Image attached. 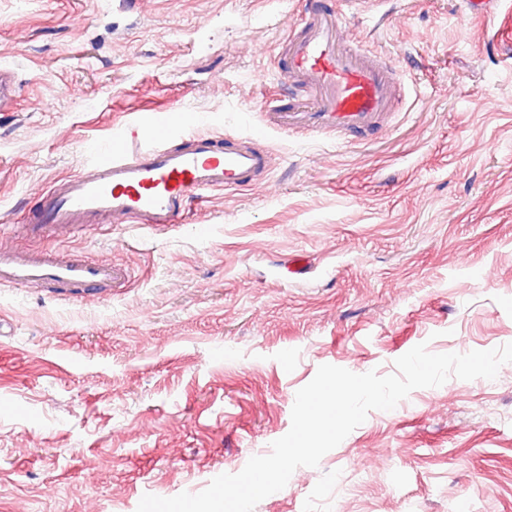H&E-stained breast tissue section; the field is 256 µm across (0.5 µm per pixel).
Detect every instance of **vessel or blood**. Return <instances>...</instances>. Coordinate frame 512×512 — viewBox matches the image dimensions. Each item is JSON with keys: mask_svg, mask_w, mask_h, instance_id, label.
<instances>
[{"mask_svg": "<svg viewBox=\"0 0 512 512\" xmlns=\"http://www.w3.org/2000/svg\"><path fill=\"white\" fill-rule=\"evenodd\" d=\"M351 2L304 0L300 27L285 37L278 63L284 92L265 101L260 128L215 134L207 129L210 117L167 110L133 117L106 140L84 147L80 173L44 194L24 233L49 239L131 223L170 230L181 224L192 196L251 185L269 173L266 130L351 141L386 127L397 110L399 73L347 43ZM128 277L123 266L107 260L0 244L1 288H50L71 299L103 293Z\"/></svg>", "mask_w": 512, "mask_h": 512, "instance_id": "vessel-or-blood-1", "label": "vessel or blood"}]
</instances>
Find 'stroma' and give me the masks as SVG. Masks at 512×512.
<instances>
[{
  "instance_id": "35a3bbf8",
  "label": "stroma",
  "mask_w": 512,
  "mask_h": 512,
  "mask_svg": "<svg viewBox=\"0 0 512 512\" xmlns=\"http://www.w3.org/2000/svg\"><path fill=\"white\" fill-rule=\"evenodd\" d=\"M349 44L401 66L388 128L267 131L264 181L193 197L180 228L57 244L128 267L111 293L0 288V512H136L266 455L319 366L395 373L512 343V0H382ZM302 0H0V240L112 125L153 110L247 134ZM210 227L198 237L194 227ZM512 512V363L371 411L253 512Z\"/></svg>"
}]
</instances>
